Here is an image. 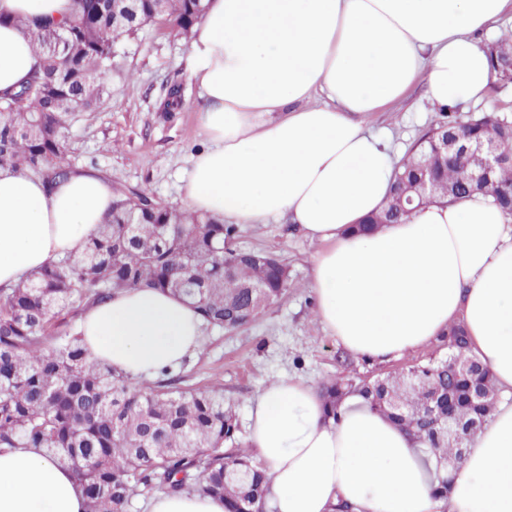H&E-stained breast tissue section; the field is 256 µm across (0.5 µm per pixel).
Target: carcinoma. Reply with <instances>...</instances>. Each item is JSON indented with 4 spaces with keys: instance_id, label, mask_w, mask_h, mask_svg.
Instances as JSON below:
<instances>
[{
    "instance_id": "obj_1",
    "label": "carcinoma",
    "mask_w": 512,
    "mask_h": 512,
    "mask_svg": "<svg viewBox=\"0 0 512 512\" xmlns=\"http://www.w3.org/2000/svg\"><path fill=\"white\" fill-rule=\"evenodd\" d=\"M73 0V20L52 27L17 18L31 35L39 63L14 92L0 97V166L49 185L72 172L69 129L77 114L106 92L105 78L123 40L148 25L186 33L204 13L203 0ZM64 35L62 53L51 46ZM490 71L512 56V32L491 42ZM471 146L492 137L505 157L489 176L475 152L438 154L444 133ZM489 196L512 216V120L496 111L460 123L443 115L395 167L384 208L363 231L408 217L423 204ZM240 229L161 204L146 192L121 191L105 224L77 258H66L0 289V448H42L67 465L82 487L88 512H131L135 500L158 491L221 498L225 512H267L266 468L242 450L232 407L219 390H182L169 369L145 386L88 358L78 321L90 306L127 288H157L193 305L206 324L237 329L258 318L288 288V267L270 251L246 250ZM448 356L358 383L342 376L320 388L327 415L357 391L387 418L412 432L438 463H460L459 443L440 431L453 411L469 440L490 419L498 397L494 376L475 362L462 322L440 336Z\"/></svg>"
}]
</instances>
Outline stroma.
Here are the masks:
<instances>
[{"instance_id":"35a3bbf8","label":"stroma","mask_w":512,"mask_h":512,"mask_svg":"<svg viewBox=\"0 0 512 512\" xmlns=\"http://www.w3.org/2000/svg\"><path fill=\"white\" fill-rule=\"evenodd\" d=\"M191 39L178 30L151 25L130 40L110 81L112 92L81 113L71 128L70 161L93 171L113 187H135L155 200L183 207L193 156L207 146L199 123V89L190 78ZM182 89L177 111H164L171 86ZM441 110L427 98L424 82L403 97L368 114L366 126L388 138L396 158L418 142ZM245 249L274 252L290 271L283 296L252 323L236 330L204 326L199 349L174 374L181 386L222 389L236 407L240 428H248L256 396L283 375L321 386L336 375L374 379L398 373L446 353L430 341L386 361H367L347 351L315 315L311 267L321 245L298 225L278 218L242 227Z\"/></svg>"}]
</instances>
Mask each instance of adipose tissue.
<instances>
[{"mask_svg":"<svg viewBox=\"0 0 512 512\" xmlns=\"http://www.w3.org/2000/svg\"><path fill=\"white\" fill-rule=\"evenodd\" d=\"M507 0H206L191 42L210 142L193 158L189 210L235 224L290 217L322 243L316 314L337 342L387 361L463 320L471 350L512 392V223L489 198L431 203L371 234L350 227L387 196L395 162L364 120L417 80L447 108L492 75L475 34ZM72 0H0V95L38 62L10 18L62 22ZM324 97L311 104L314 93ZM111 181L76 171L55 188L0 166V288L78 257L112 210ZM91 359L130 377L179 365L200 314L156 288L126 289L79 323ZM249 441L276 512H512V404L467 442L447 497L417 439L347 394L327 416L318 390L283 376L257 397ZM0 512H86L67 467L39 448H0ZM149 512H224L223 500L161 494Z\"/></svg>","mask_w":512,"mask_h":512,"instance_id":"adipose-tissue-1","label":"adipose tissue"}]
</instances>
